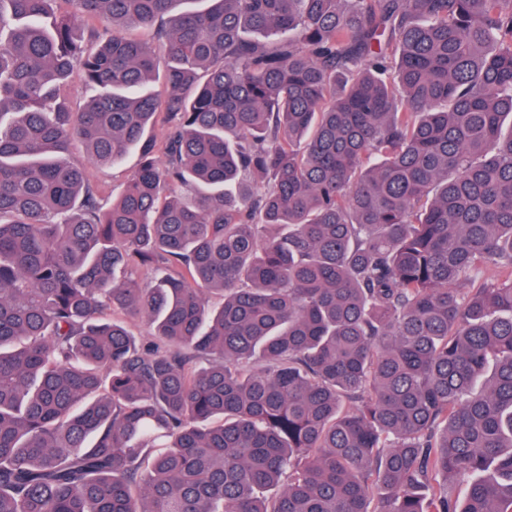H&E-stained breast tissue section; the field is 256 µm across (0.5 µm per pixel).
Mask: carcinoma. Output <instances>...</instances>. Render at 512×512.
I'll use <instances>...</instances> for the list:
<instances>
[{
	"label": "carcinoma",
	"mask_w": 512,
	"mask_h": 512,
	"mask_svg": "<svg viewBox=\"0 0 512 512\" xmlns=\"http://www.w3.org/2000/svg\"><path fill=\"white\" fill-rule=\"evenodd\" d=\"M70 2L0 0V512H512V0ZM139 155L130 153L119 167H97L87 162L83 152L77 148L74 150L72 160L79 166H84L89 180L95 184L108 205L112 203V197L119 195L128 177L138 168Z\"/></svg>",
	"instance_id": "obj_1"
}]
</instances>
